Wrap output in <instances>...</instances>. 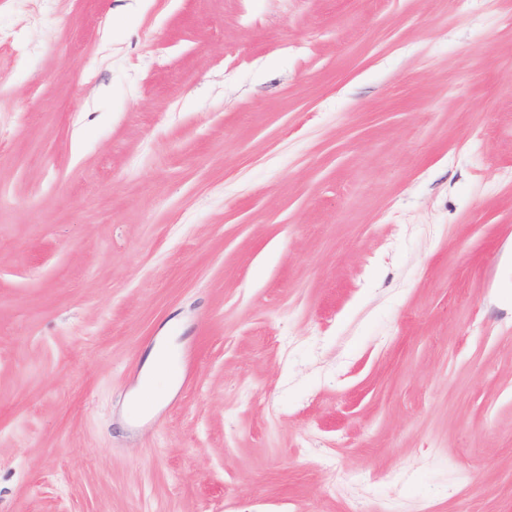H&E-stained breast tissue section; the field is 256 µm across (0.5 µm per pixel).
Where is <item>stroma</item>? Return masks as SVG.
<instances>
[{"mask_svg":"<svg viewBox=\"0 0 512 512\" xmlns=\"http://www.w3.org/2000/svg\"><path fill=\"white\" fill-rule=\"evenodd\" d=\"M510 169L512 0H0V512H512ZM162 351L154 348L147 362L146 378L142 381L137 396L138 406L144 409L154 404L161 395L160 384L164 387L170 382V375L162 369Z\"/></svg>","mask_w":512,"mask_h":512,"instance_id":"1","label":"stroma"}]
</instances>
